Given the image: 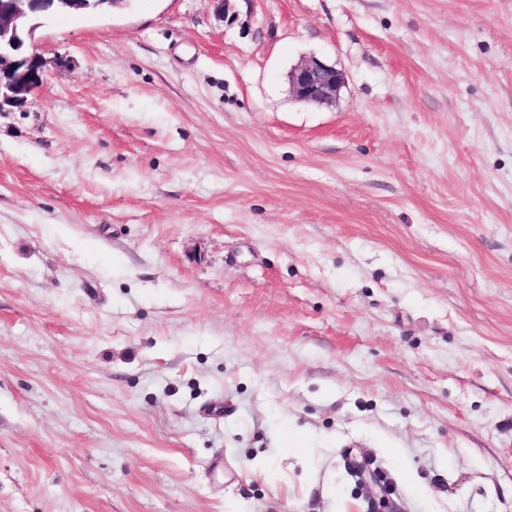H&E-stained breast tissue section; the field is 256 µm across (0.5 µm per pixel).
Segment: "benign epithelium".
I'll list each match as a JSON object with an SVG mask.
<instances>
[{
  "label": "benign epithelium",
  "mask_w": 512,
  "mask_h": 512,
  "mask_svg": "<svg viewBox=\"0 0 512 512\" xmlns=\"http://www.w3.org/2000/svg\"><path fill=\"white\" fill-rule=\"evenodd\" d=\"M97 0H0V109L20 107L27 96L44 81V62L29 50L33 20L51 14H83ZM288 81L294 96L303 102L331 104L344 78L340 71L312 57L289 72ZM371 490L378 497L381 512H390L386 490L375 474L363 472Z\"/></svg>",
  "instance_id": "7a95c632"
}]
</instances>
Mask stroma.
I'll list each match as a JSON object with an SVG mask.
<instances>
[{"label": "stroma", "instance_id": "obj_1", "mask_svg": "<svg viewBox=\"0 0 512 512\" xmlns=\"http://www.w3.org/2000/svg\"><path fill=\"white\" fill-rule=\"evenodd\" d=\"M34 45L0 512H373L359 463L396 512H512V0H137ZM288 81L294 96L303 102L331 104L335 101L344 78L340 71L312 57L289 72Z\"/></svg>", "mask_w": 512, "mask_h": 512}]
</instances>
